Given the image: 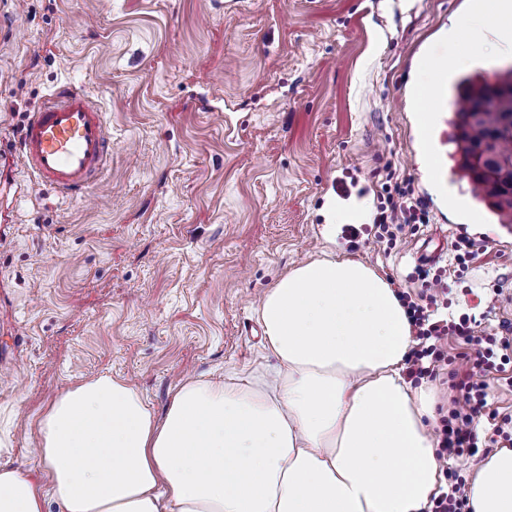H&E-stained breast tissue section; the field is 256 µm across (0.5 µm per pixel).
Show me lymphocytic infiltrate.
Returning a JSON list of instances; mask_svg holds the SVG:
<instances>
[{
  "label": "lymphocytic infiltrate",
  "instance_id": "lymphocytic-infiltrate-1",
  "mask_svg": "<svg viewBox=\"0 0 512 512\" xmlns=\"http://www.w3.org/2000/svg\"><path fill=\"white\" fill-rule=\"evenodd\" d=\"M384 191L376 217L380 239L392 244L404 225L428 223V211L422 200L415 196L409 182L385 185ZM398 297L413 331V345L406 358L409 376L418 379L434 377L438 363L448 357L449 337H460L478 348L477 359L454 373L453 407L443 423L437 451L442 460H475L478 445L471 424L486 407L488 396L486 384L478 381L477 376L483 368L494 367L497 349L511 348L512 339L477 334L472 319L466 316L456 322L439 318L436 295L415 299L402 291Z\"/></svg>",
  "mask_w": 512,
  "mask_h": 512
}]
</instances>
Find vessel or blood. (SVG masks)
I'll use <instances>...</instances> for the list:
<instances>
[{
    "mask_svg": "<svg viewBox=\"0 0 512 512\" xmlns=\"http://www.w3.org/2000/svg\"><path fill=\"white\" fill-rule=\"evenodd\" d=\"M108 153L103 113L82 91L67 87L33 112L18 153L4 161L31 169L42 183L70 194L99 181Z\"/></svg>",
    "mask_w": 512,
    "mask_h": 512,
    "instance_id": "1",
    "label": "vessel or blood"
}]
</instances>
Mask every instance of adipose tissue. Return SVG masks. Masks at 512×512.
Returning a JSON list of instances; mask_svg holds the SVG:
<instances>
[{"label":"adipose tissue","mask_w":512,"mask_h":512,"mask_svg":"<svg viewBox=\"0 0 512 512\" xmlns=\"http://www.w3.org/2000/svg\"><path fill=\"white\" fill-rule=\"evenodd\" d=\"M278 379L189 380L164 416L103 376L36 431L45 480L0 464V512H427L445 492L434 405L402 375L412 344L391 285L363 262L302 263L258 306ZM472 512H512V448L474 466Z\"/></svg>","instance_id":"ef3b65f1"}]
</instances>
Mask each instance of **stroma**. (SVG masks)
<instances>
[{
	"instance_id": "1",
	"label": "stroma",
	"mask_w": 512,
	"mask_h": 512,
	"mask_svg": "<svg viewBox=\"0 0 512 512\" xmlns=\"http://www.w3.org/2000/svg\"><path fill=\"white\" fill-rule=\"evenodd\" d=\"M471 0H0V144L18 148L27 116L62 86L105 115L104 186L63 195L21 166L0 170V463L39 470L35 422L57 395L101 376L134 385L163 413L188 379L272 372L257 299L322 252L362 261L417 293V256L438 251L450 317L484 333L512 327V230L473 204L479 254L456 261L458 201H471L448 141L467 50L455 19ZM474 71L512 67L494 22ZM438 114L417 132L415 86ZM435 153V170L422 163ZM411 181L429 223L395 247L375 223L386 173ZM368 210L361 235L334 232L325 206ZM433 390L446 419L456 356ZM512 363L487 372V412L512 415Z\"/></svg>"
}]
</instances>
